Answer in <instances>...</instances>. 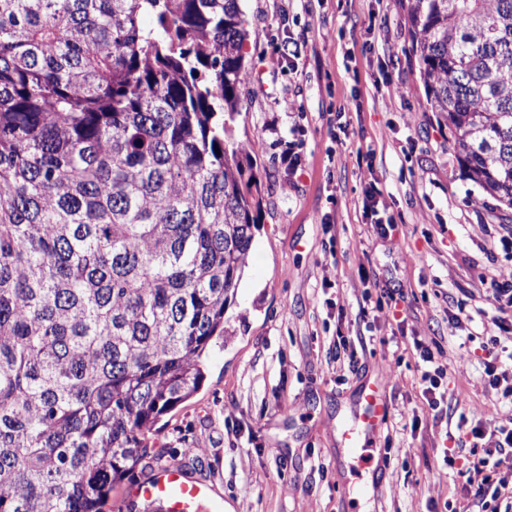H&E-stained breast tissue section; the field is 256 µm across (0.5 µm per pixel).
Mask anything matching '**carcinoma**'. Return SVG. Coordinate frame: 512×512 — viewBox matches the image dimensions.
Masks as SVG:
<instances>
[{
    "label": "carcinoma",
    "instance_id": "1",
    "mask_svg": "<svg viewBox=\"0 0 512 512\" xmlns=\"http://www.w3.org/2000/svg\"><path fill=\"white\" fill-rule=\"evenodd\" d=\"M239 2L0 0V512H105L204 381L261 213L226 122ZM408 20L461 165L512 208V0Z\"/></svg>",
    "mask_w": 512,
    "mask_h": 512
}]
</instances>
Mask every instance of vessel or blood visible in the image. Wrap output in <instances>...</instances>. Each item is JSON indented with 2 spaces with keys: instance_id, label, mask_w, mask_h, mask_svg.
I'll list each match as a JSON object with an SVG mask.
<instances>
[{
  "instance_id": "obj_1",
  "label": "vessel or blood",
  "mask_w": 512,
  "mask_h": 512,
  "mask_svg": "<svg viewBox=\"0 0 512 512\" xmlns=\"http://www.w3.org/2000/svg\"><path fill=\"white\" fill-rule=\"evenodd\" d=\"M363 412L357 428L341 437L345 448L356 451L357 464L345 484L349 495L364 492L361 471L368 463V442L375 439L390 415L381 384L367 385L361 393ZM131 498L161 504L165 512H223V502L213 486L192 478L179 465L162 466L150 471L132 489Z\"/></svg>"
}]
</instances>
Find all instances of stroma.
Here are the masks:
<instances>
[{
    "label": "stroma",
    "mask_w": 512,
    "mask_h": 512,
    "mask_svg": "<svg viewBox=\"0 0 512 512\" xmlns=\"http://www.w3.org/2000/svg\"><path fill=\"white\" fill-rule=\"evenodd\" d=\"M250 77L232 123L262 197L261 222L224 341L205 359L201 389L149 433V456L114 491L176 463L213 483L233 512H347L353 463L338 439L379 381L391 415L372 454L383 475L359 512H475L466 461H443L459 417L491 427L512 402L484 384L500 345L486 284L512 273V210L462 169L455 138L426 103L411 50L408 0H242ZM407 97L389 95L392 87ZM373 150L371 162L358 152ZM299 159L297 170L283 161ZM375 184L394 224H366ZM398 293L374 310L376 288ZM464 309V320L451 316ZM360 358L337 360V336ZM443 351L448 417L423 396L415 342Z\"/></svg>",
    "instance_id": "obj_1"
}]
</instances>
